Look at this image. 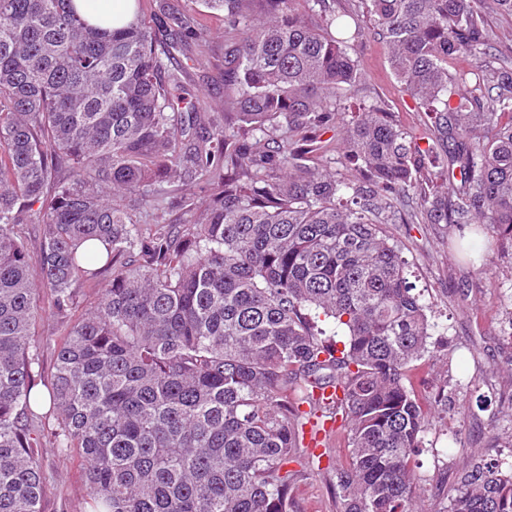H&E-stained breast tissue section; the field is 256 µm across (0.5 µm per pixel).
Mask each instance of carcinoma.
I'll return each mask as SVG.
<instances>
[{"label": "carcinoma", "instance_id": "1", "mask_svg": "<svg viewBox=\"0 0 512 512\" xmlns=\"http://www.w3.org/2000/svg\"><path fill=\"white\" fill-rule=\"evenodd\" d=\"M72 2L0 0V512H40L45 405L92 512H291L315 465L305 433L320 445L328 420L348 448L327 467L336 512H423L430 414L410 372L434 323L383 225L512 246V37L485 18L512 0H360L430 115L420 135L377 100L346 118L365 28L331 0H203L224 12L234 114L215 133L180 110L177 54L203 27L161 7L108 30ZM459 57L475 60L468 91L448 72ZM312 131L330 134L317 156ZM175 186L206 199L180 198L181 223L142 221ZM104 273L103 299L73 315ZM38 284L66 323L45 397ZM430 512H512V461L472 455Z\"/></svg>", "mask_w": 512, "mask_h": 512}]
</instances>
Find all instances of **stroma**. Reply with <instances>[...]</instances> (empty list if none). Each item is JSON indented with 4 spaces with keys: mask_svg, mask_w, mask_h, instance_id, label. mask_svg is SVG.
Returning <instances> with one entry per match:
<instances>
[{
    "mask_svg": "<svg viewBox=\"0 0 512 512\" xmlns=\"http://www.w3.org/2000/svg\"><path fill=\"white\" fill-rule=\"evenodd\" d=\"M169 4L205 24V42L193 46L197 64L187 69L189 95L183 103L192 110L200 102L213 124L224 123V16L207 9L202 0H145V20H152L160 4ZM364 80L348 104L358 109L370 100L385 102L401 122L421 131L428 121L392 76L382 44L365 37L359 44ZM386 231L397 240L408 262V277L424 303L436 311L434 361H419L414 372L423 395L434 396L435 373L448 376V403L438 407L419 457V473L430 493L447 498L459 470L473 453L488 458L512 454V336L505 326L512 321V255L503 253L496 233L485 230L469 237L474 257L488 263L480 275L452 253L459 238L456 228L444 224H390ZM41 317L36 330L37 369L42 377L54 370L61 324L48 289H40ZM55 420H35L37 448L45 474L42 512H86L85 476L76 455L56 451ZM293 512H336L328 471H314L300 479L293 492Z\"/></svg>",
    "mask_w": 512,
    "mask_h": 512,
    "instance_id": "stroma-1",
    "label": "stroma"
}]
</instances>
